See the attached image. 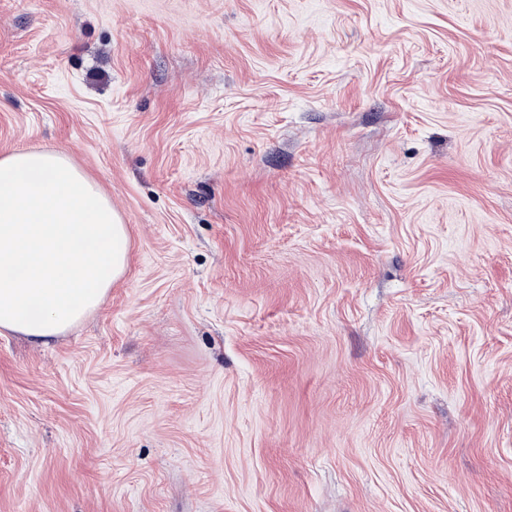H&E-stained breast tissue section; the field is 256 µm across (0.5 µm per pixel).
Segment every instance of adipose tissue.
Returning <instances> with one entry per match:
<instances>
[{
	"mask_svg": "<svg viewBox=\"0 0 512 512\" xmlns=\"http://www.w3.org/2000/svg\"><path fill=\"white\" fill-rule=\"evenodd\" d=\"M128 249L111 201L63 151L0 158V330L64 334L100 306Z\"/></svg>",
	"mask_w": 512,
	"mask_h": 512,
	"instance_id": "obj_1",
	"label": "adipose tissue"
}]
</instances>
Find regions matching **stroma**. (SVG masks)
<instances>
[{"mask_svg": "<svg viewBox=\"0 0 512 512\" xmlns=\"http://www.w3.org/2000/svg\"><path fill=\"white\" fill-rule=\"evenodd\" d=\"M129 231L0 333V512H512V0H0V157Z\"/></svg>", "mask_w": 512, "mask_h": 512, "instance_id": "obj_1", "label": "stroma"}]
</instances>
